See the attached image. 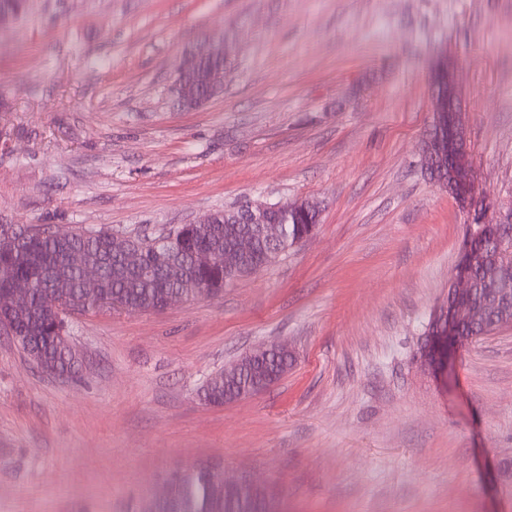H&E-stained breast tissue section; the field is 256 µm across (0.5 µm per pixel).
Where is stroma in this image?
I'll return each mask as SVG.
<instances>
[{
  "mask_svg": "<svg viewBox=\"0 0 512 512\" xmlns=\"http://www.w3.org/2000/svg\"><path fill=\"white\" fill-rule=\"evenodd\" d=\"M0 27V223L157 232L313 201L314 233L209 298L69 321L77 377L0 333V512H143L204 464L283 512H512V325L421 361L473 224L512 209V0H32ZM227 44L200 108L185 53ZM461 89L472 205L431 181L430 65ZM254 397L199 390L264 344ZM257 349L260 352L259 357L250 362L228 385H225L224 377L239 369L242 358L212 374L202 386L200 398L208 404L218 406L237 401L253 394L252 389L256 384L268 383L273 377L277 380L282 378L293 363L291 354L277 353L290 352L286 344L263 345L254 350Z\"/></svg>",
  "mask_w": 512,
  "mask_h": 512,
  "instance_id": "35a3bbf8",
  "label": "stroma"
}]
</instances>
